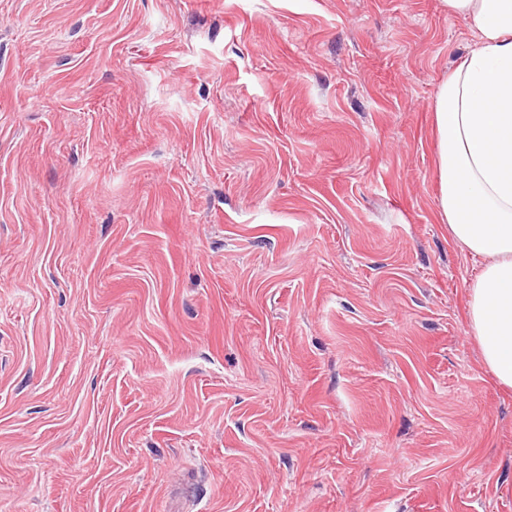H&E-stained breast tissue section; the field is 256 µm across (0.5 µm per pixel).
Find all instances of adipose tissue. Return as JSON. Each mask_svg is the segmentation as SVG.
I'll list each match as a JSON object with an SVG mask.
<instances>
[{
	"mask_svg": "<svg viewBox=\"0 0 512 512\" xmlns=\"http://www.w3.org/2000/svg\"><path fill=\"white\" fill-rule=\"evenodd\" d=\"M475 46L434 101L439 216L453 241L483 258L468 288L470 330L484 366L512 388V0H443Z\"/></svg>",
	"mask_w": 512,
	"mask_h": 512,
	"instance_id": "ef3b65f1",
	"label": "adipose tissue"
}]
</instances>
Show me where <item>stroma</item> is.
<instances>
[{"label": "stroma", "instance_id": "35a3bbf8", "mask_svg": "<svg viewBox=\"0 0 512 512\" xmlns=\"http://www.w3.org/2000/svg\"><path fill=\"white\" fill-rule=\"evenodd\" d=\"M441 0H0V512H512L439 217Z\"/></svg>", "mask_w": 512, "mask_h": 512}]
</instances>
